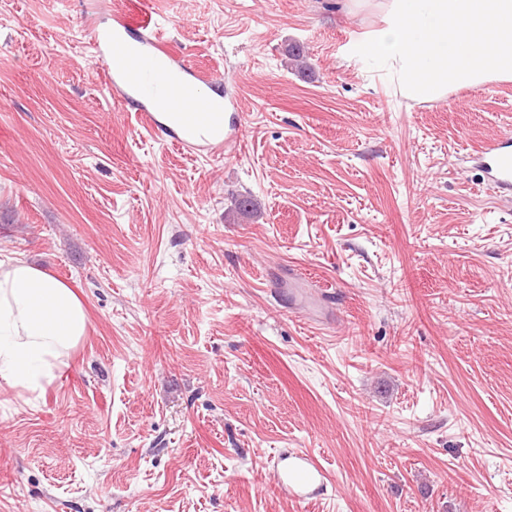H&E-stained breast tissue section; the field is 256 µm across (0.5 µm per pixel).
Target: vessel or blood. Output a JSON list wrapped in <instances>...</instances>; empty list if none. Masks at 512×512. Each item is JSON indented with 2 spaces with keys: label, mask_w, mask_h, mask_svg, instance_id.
I'll list each match as a JSON object with an SVG mask.
<instances>
[{
  "label": "vessel or blood",
  "mask_w": 512,
  "mask_h": 512,
  "mask_svg": "<svg viewBox=\"0 0 512 512\" xmlns=\"http://www.w3.org/2000/svg\"><path fill=\"white\" fill-rule=\"evenodd\" d=\"M131 28L140 33L133 42L125 37ZM84 36L104 66L102 94L121 105H132L144 129L157 128L163 112L170 111L178 113L185 130L178 139L183 149L218 156L230 144L240 142L242 130L238 127L210 139L191 137V130L213 122L216 113L223 111L224 102L203 94V86L213 83L214 75L201 70L187 72L183 59L164 39L151 12L117 16L107 28L86 24ZM472 156L490 182L512 190V137H500L473 149ZM287 286L291 292L289 303L296 311L316 323L326 319L330 308L316 300L305 277L292 274ZM272 477L282 491L307 501L313 497L310 485L325 479L326 472L309 454L297 452L279 457Z\"/></svg>",
  "instance_id": "b4317fda"
}]
</instances>
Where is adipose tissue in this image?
<instances>
[{"instance_id": "ef3b65f1", "label": "adipose tissue", "mask_w": 512, "mask_h": 512, "mask_svg": "<svg viewBox=\"0 0 512 512\" xmlns=\"http://www.w3.org/2000/svg\"><path fill=\"white\" fill-rule=\"evenodd\" d=\"M72 288L19 258L0 260V380L41 388L56 363L87 333Z\"/></svg>"}]
</instances>
